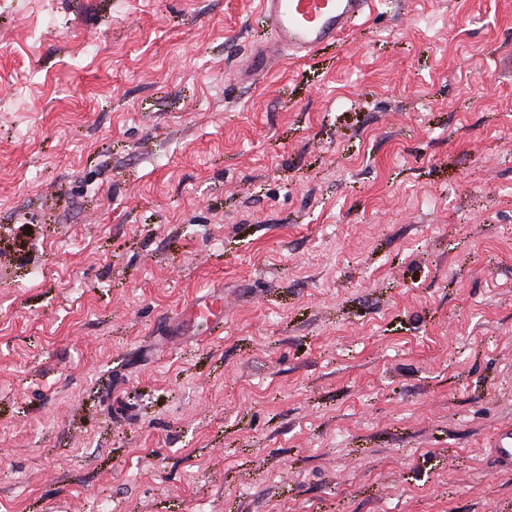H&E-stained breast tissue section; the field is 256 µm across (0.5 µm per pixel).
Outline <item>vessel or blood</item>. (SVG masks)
<instances>
[{"instance_id":"obj_1","label":"vessel or blood","mask_w":512,"mask_h":512,"mask_svg":"<svg viewBox=\"0 0 512 512\" xmlns=\"http://www.w3.org/2000/svg\"><path fill=\"white\" fill-rule=\"evenodd\" d=\"M260 14L271 30L268 40L249 53L244 76L253 79L282 56L306 59L335 44L358 21L368 17L375 0H260ZM176 321L194 340L224 331V294L213 290L190 302Z\"/></svg>"}]
</instances>
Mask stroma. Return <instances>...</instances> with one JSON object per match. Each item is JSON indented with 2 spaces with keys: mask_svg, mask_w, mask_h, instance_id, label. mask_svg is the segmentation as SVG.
I'll return each mask as SVG.
<instances>
[{
  "mask_svg": "<svg viewBox=\"0 0 512 512\" xmlns=\"http://www.w3.org/2000/svg\"><path fill=\"white\" fill-rule=\"evenodd\" d=\"M257 5L0 0V512H512V0ZM260 14L271 37L249 53L244 77L254 79L288 54L306 59L336 43L358 21L368 17L374 0H260ZM174 322L196 341L220 336L224 332V291L213 290L194 299Z\"/></svg>",
  "mask_w": 512,
  "mask_h": 512,
  "instance_id": "1",
  "label": "stroma"
}]
</instances>
